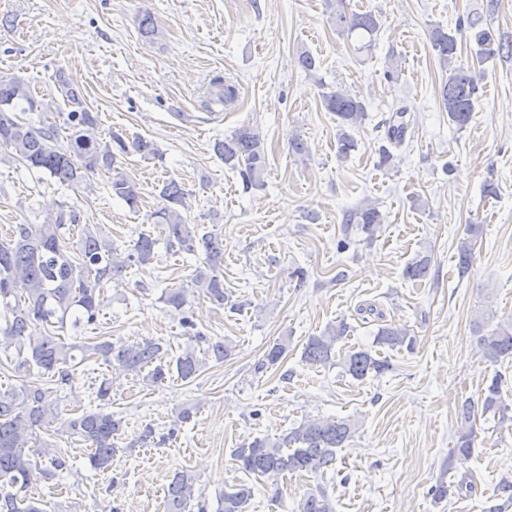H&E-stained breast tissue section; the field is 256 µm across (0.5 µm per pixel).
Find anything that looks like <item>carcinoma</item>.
I'll use <instances>...</instances> for the list:
<instances>
[{"mask_svg": "<svg viewBox=\"0 0 512 512\" xmlns=\"http://www.w3.org/2000/svg\"><path fill=\"white\" fill-rule=\"evenodd\" d=\"M330 21L342 37H357L361 47L368 48L381 20L372 11H348L345 0H328ZM480 47L478 61L512 53V44L495 40L490 30L480 29L474 34ZM430 43L438 61L448 71L439 88L440 106L448 112V123L457 129L465 128L473 118L482 74L475 66L458 61V41L441 27L430 32ZM61 95L74 105L67 113L54 112L55 105L36 99L29 84L18 76H0V150H6L15 159L30 168L48 174L66 186L86 184L89 176L105 168L115 171L109 183L113 196L124 201L132 210L138 209L141 192L139 184L114 167L117 157L137 153L146 159L161 157L157 145L137 138L125 140L114 133L105 141L99 132L98 115L83 106L80 91L56 72ZM235 85L216 76L209 82L207 98L213 103L228 104L235 100ZM321 103L336 113V156L346 159L357 149V140L350 130L367 118V105L358 96L336 89L321 93ZM31 117H25V114ZM37 118H32V115ZM407 109L399 108L385 121L386 140L400 146L405 141L410 121ZM83 132L75 137V128ZM67 145H60V140ZM215 154L224 165L239 171L246 187L265 186L267 155L264 139L257 127L238 128L229 137L214 143ZM159 197L162 207L151 214L159 234L174 253L193 254L201 249L203 266L195 269L192 289L167 288L161 301L180 311L188 304L191 292H197L210 303L237 310L231 295L224 290V238L212 231L199 232V225L189 224L180 209L186 207V191L181 184L169 178L162 181ZM383 223L378 207L365 202L343 214L342 224L355 225L368 239H373ZM467 238L458 247V272L465 276L472 263L473 247L482 234L478 224L466 226ZM158 239L141 233L131 248L118 252L112 240L104 236L96 224L80 223V212L61 210L48 215L41 224H14L5 238L0 239V349L5 359L15 363L17 370L38 369L55 377L57 389L71 385L75 367L90 357L107 365L118 364L127 372L142 377L157 386L176 376L191 382L207 367L231 355L232 346L224 341H206V348H196L201 336L194 332L195 323L181 318L188 343L176 357H169L168 345L159 339L145 338L132 344L99 342L68 343L53 334L36 341L33 330L42 326L64 327L73 318L72 327L92 324L99 314L100 296L106 284L122 279L127 268L150 264L155 259ZM432 270L430 253H420L404 269V276L412 281L427 279ZM477 344L484 358L497 364L512 358V322L500 323L487 329V318L480 314L473 319ZM350 326L344 321L326 328L320 335L308 339L303 352L305 362L311 365L343 366L344 371L357 380L374 373L383 375L392 369L390 362L374 357L364 349L349 350L336 359V343L348 335ZM377 343L391 348L412 350L414 337L407 329L385 326L378 329ZM288 352V337L276 339L258 365L267 369L283 360ZM501 375L497 374L487 387L481 412L475 405L464 403L458 413L457 435L449 457L466 459L471 455L479 414L499 416L507 420L508 407L501 400ZM112 386L102 380L95 391L101 405L95 411H84L69 417L61 415L59 399L53 389L28 384L19 389L0 390V512H44L37 499L27 495L32 480L52 477L68 469L61 457L48 459L43 464L45 450L35 445L37 431L45 430L55 436L76 438L90 448L89 460L101 468L112 460L116 440L122 431V420L105 410L111 401ZM355 430L350 419L313 418L278 437H256L233 450V459L243 472L257 477L275 478L286 472H305L323 475L336 462V449L342 447ZM195 495V478L187 472H178L170 482L165 500V512H187ZM253 488L238 484L221 492L216 512H249ZM297 512H334L327 493L319 488L307 493L298 503Z\"/></svg>", "mask_w": 512, "mask_h": 512, "instance_id": "cac0c4a2", "label": "carcinoma"}]
</instances>
